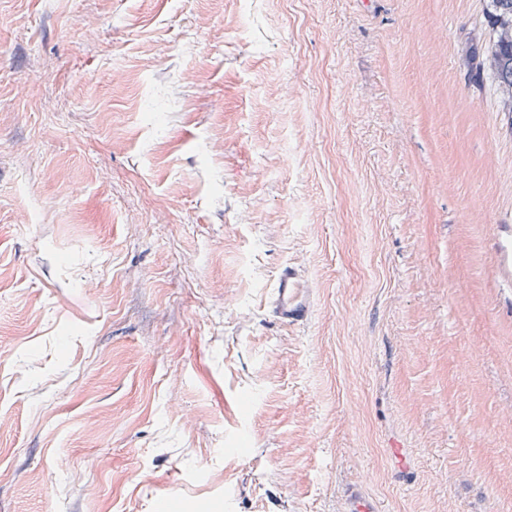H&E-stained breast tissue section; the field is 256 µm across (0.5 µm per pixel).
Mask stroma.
I'll use <instances>...</instances> for the list:
<instances>
[{"label":"stroma","mask_w":512,"mask_h":512,"mask_svg":"<svg viewBox=\"0 0 512 512\" xmlns=\"http://www.w3.org/2000/svg\"><path fill=\"white\" fill-rule=\"evenodd\" d=\"M481 9L0 0V512H512ZM272 288L269 309L277 321L290 326L308 321L313 299L304 274L288 264L280 269Z\"/></svg>","instance_id":"1"}]
</instances>
